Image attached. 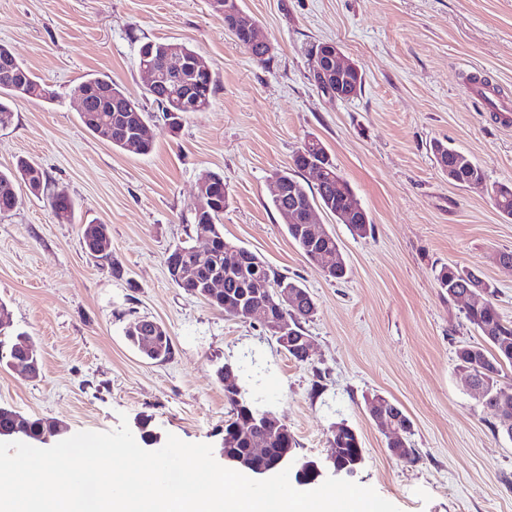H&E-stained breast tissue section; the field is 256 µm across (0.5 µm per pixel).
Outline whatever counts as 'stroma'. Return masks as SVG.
Listing matches in <instances>:
<instances>
[{
	"label": "stroma",
	"instance_id": "obj_1",
	"mask_svg": "<svg viewBox=\"0 0 512 512\" xmlns=\"http://www.w3.org/2000/svg\"><path fill=\"white\" fill-rule=\"evenodd\" d=\"M271 44L254 61L225 30L210 0H0V42L59 97L18 100L0 129V169L27 158L50 187L66 189L74 221L54 219L46 196L22 192L0 215V303L11 332L26 333L42 361L38 378L0 368V407L63 423L68 434L128 422L210 444L221 457L229 406L216 369L239 367L258 405L299 443L298 459L330 452L331 427L359 434L365 460L352 482L400 512H512V439L497 432L456 352L481 338L467 299L440 291L441 266L480 271L512 321V219L493 202L512 184V112L468 100L472 78L512 98V0H240ZM147 40L192 46L217 80L207 111L187 113L178 133L149 125L153 150H114L80 122L75 86L105 74L129 94L144 88L138 49ZM337 43L364 85L349 101L310 77V52ZM319 139L369 214L372 236L354 237L326 214L349 268L331 282L313 268L273 209L269 179ZM441 141L480 165L485 181H448L430 150ZM231 194L224 237L247 247L310 293L309 363L291 360L260 318L235 319L185 293L165 257L187 241L204 174ZM111 228L122 277L101 269L81 225ZM161 322L172 342L163 361L127 341L133 319ZM381 394L412 424L415 459L392 456L365 409Z\"/></svg>",
	"mask_w": 512,
	"mask_h": 512
}]
</instances>
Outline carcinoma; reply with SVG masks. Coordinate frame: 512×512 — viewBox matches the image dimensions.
<instances>
[{
	"label": "carcinoma",
	"mask_w": 512,
	"mask_h": 512,
	"mask_svg": "<svg viewBox=\"0 0 512 512\" xmlns=\"http://www.w3.org/2000/svg\"><path fill=\"white\" fill-rule=\"evenodd\" d=\"M213 12L224 26L234 28L232 35L247 53L258 63H265L270 58L268 47L253 42L251 24L244 19L235 20L224 16V0H210ZM174 45L172 41H146L139 47V66L153 69L158 74L157 84L145 88L144 97L136 98L128 94L119 85L112 82L107 75H98L81 82L77 89L85 94L86 109L78 113L84 127L93 135L107 137L112 148L123 153L146 155L152 150L149 140H132L135 126L148 123L153 114L148 110L151 103L161 112L160 118L173 133L181 128L182 114L185 112H204L210 106L215 93V79L211 70H193L187 79L195 90L193 104L182 100L180 83L173 80L166 67L167 53ZM57 98L53 86L38 80V77L21 62L12 48L0 43V128L10 126L14 119L11 103L18 99H35L52 102ZM432 151L438 166L448 167L445 175L448 180L466 186L481 185L485 174L482 168L467 155L442 143L436 142ZM321 169L322 179L315 188H310L299 180L301 172L309 165ZM283 178L296 184V197H287L280 201L271 199L274 209L281 215L288 206L295 204L301 208L314 207L332 215L336 223L347 226L352 235L366 238L372 234L374 224L366 212L361 209L348 211L349 200L353 192L348 183L340 176L336 165L328 156L321 142L304 143L294 154L292 167L282 170ZM30 193L39 195L48 189L47 178L43 169L36 163L25 159L17 160L11 169L0 170V213L12 212L19 203L20 187ZM208 198L205 208L193 212L190 237L201 233L209 235L213 250L200 255L191 245H180L167 254L165 264L176 258L197 269V279L177 284L186 293L201 296L203 289L198 283L212 275H223L225 279V299L209 300V303L234 318H242L237 307V299L247 297L249 300L266 299L275 289H287L296 294L297 305L279 314V318L288 321V335L300 337L305 335L304 324L316 314V306L309 292L302 283L278 272L255 252L234 244L224 238L222 217L230 204V195L224 185V178L218 174H208ZM53 217L60 224H70L73 220V203L64 190H54L49 196ZM494 204L503 217L512 219V187L499 186L493 196ZM87 225L80 227V237L86 252L107 268L112 274L121 275V269L112 261V233L105 228L107 235L93 238L86 236ZM287 231L296 246L308 262L321 274L335 282H341L347 275V267L325 270L322 256L336 250V237L323 228L320 236L309 241L307 231L298 224L287 225ZM230 248L240 253V265L230 274L224 273V251ZM480 274L473 271H459L443 266L437 274L439 288L455 298L473 288L474 281ZM465 318L480 334L482 342L465 345L457 351L460 366L469 368L472 376L485 386L486 395L481 400L484 409L499 420L512 412V387L500 383V372L504 364H512V322L504 320L494 303L466 310ZM10 327L9 318L0 320V366H10L11 362L23 355V334L9 335L5 329ZM125 336L130 344L141 354L153 358L157 353L162 359L171 354V338L163 325L153 331L132 332L126 327ZM224 397L230 406V415L224 421V455L225 463L237 470L235 460L248 458L251 448L263 444L268 449V456L257 461V466L268 467L278 461L290 448H297L298 442L293 435L281 427L260 429L252 424L255 408L247 400L246 388H224ZM401 415L399 431L386 447L399 458L413 461L414 448L411 446V422ZM25 430L32 437L52 434L51 425L43 419H26ZM330 446L337 449L336 463L347 475L353 474L364 461V448L356 431L341 427L331 433Z\"/></svg>",
	"instance_id": "cac0c4a2"
}]
</instances>
